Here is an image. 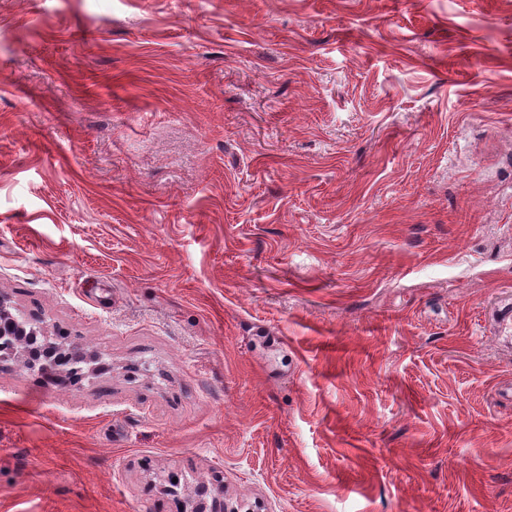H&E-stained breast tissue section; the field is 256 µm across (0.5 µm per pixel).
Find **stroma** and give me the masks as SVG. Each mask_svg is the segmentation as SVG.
Returning <instances> with one entry per match:
<instances>
[{
	"instance_id": "obj_1",
	"label": "stroma",
	"mask_w": 512,
	"mask_h": 512,
	"mask_svg": "<svg viewBox=\"0 0 512 512\" xmlns=\"http://www.w3.org/2000/svg\"><path fill=\"white\" fill-rule=\"evenodd\" d=\"M0 512H512V0H0ZM11 299L7 294L0 291V337L6 338L11 346V353L9 355H0V369L10 367V363L18 358L17 348H22L23 356L25 359L21 362L23 366L28 363L31 366L38 365L42 372L56 376L59 368L46 369L47 364H38L31 360L28 351L25 349V339L31 342L34 336H40L47 339L48 331L47 325L44 320L32 321L27 318L23 319L18 317L19 315H13L10 311ZM209 494V487L205 482L197 484L193 491L187 496L186 512H223L224 505L214 500L210 510H207L206 497Z\"/></svg>"
}]
</instances>
